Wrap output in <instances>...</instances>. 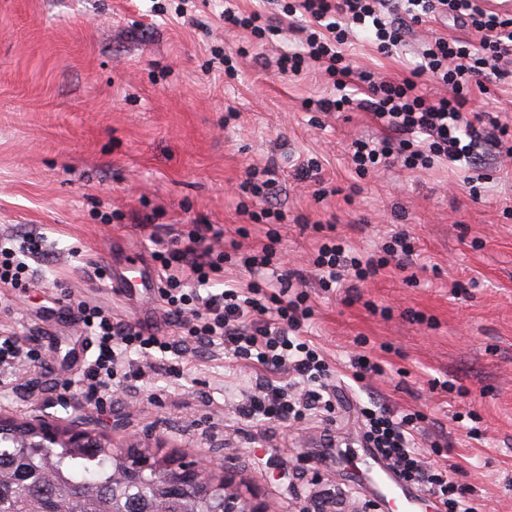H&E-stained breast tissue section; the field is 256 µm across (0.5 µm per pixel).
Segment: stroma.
Segmentation results:
<instances>
[{
    "mask_svg": "<svg viewBox=\"0 0 512 512\" xmlns=\"http://www.w3.org/2000/svg\"><path fill=\"white\" fill-rule=\"evenodd\" d=\"M172 2L0 0V236L40 232L48 247L30 263L26 292L0 293V326L41 353L0 368V413L80 420L122 450L175 465L234 453L238 489L266 512H302L336 486L347 491L342 512H360L354 467L323 435L356 443L358 407L374 400L424 415L426 459L447 438L449 475L471 490L478 512H512V160L489 157L473 191L460 162L358 176L350 144L380 130L355 108L309 110L308 101L333 93L316 69L272 67L300 49L275 0H236L242 12L279 18L278 36L263 47L225 28L224 0H194L193 26L162 16ZM438 33L460 30L422 23L389 56L359 32L342 50L354 65L400 78ZM242 47L247 56L226 75L219 52ZM486 86L468 110L512 124V77ZM310 151L324 160L327 196L316 195L317 180L296 175ZM269 162L286 187L277 201L289 221L277 227L276 268L260 276L303 278L314 306L306 337L336 379L333 423L315 414L292 425L239 418L259 377L216 346L154 358L138 388L115 385L90 402L81 378L94 346L76 303L168 333L155 240L170 242L205 219L246 228L243 248L267 243V225L247 222L238 206L244 168ZM316 220L359 252H379L408 230L413 262L351 292L323 291L312 265ZM361 355L383 375L353 382ZM171 364L182 374H170ZM474 426L476 440L466 435Z\"/></svg>",
    "mask_w": 512,
    "mask_h": 512,
    "instance_id": "1",
    "label": "stroma"
}]
</instances>
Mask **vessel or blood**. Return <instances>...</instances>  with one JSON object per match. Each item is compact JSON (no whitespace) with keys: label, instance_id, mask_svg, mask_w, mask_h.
Returning <instances> with one entry per match:
<instances>
[{"label":"vessel or blood","instance_id":"1","mask_svg":"<svg viewBox=\"0 0 512 512\" xmlns=\"http://www.w3.org/2000/svg\"><path fill=\"white\" fill-rule=\"evenodd\" d=\"M355 455L365 484L390 512H418L426 500L423 491L401 482L372 449L357 448Z\"/></svg>","mask_w":512,"mask_h":512}]
</instances>
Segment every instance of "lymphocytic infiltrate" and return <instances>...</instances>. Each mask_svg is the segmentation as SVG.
Returning <instances> with one entry per match:
<instances>
[{
	"mask_svg": "<svg viewBox=\"0 0 512 512\" xmlns=\"http://www.w3.org/2000/svg\"><path fill=\"white\" fill-rule=\"evenodd\" d=\"M288 16L302 15L303 50L277 59L281 73H295L302 65L317 67L331 81L334 94L315 100L320 112L356 106L368 112L384 135L377 140L352 143L351 161L357 172H368L381 163L399 161L402 166L428 169L436 161L475 165L489 152L512 156V126L468 111L471 91H485L488 76L504 78V59L512 57V13L488 8L487 0H292ZM452 19L477 36V44L456 37L435 36L425 41L409 76L394 81L374 71L350 65L341 47L349 25L369 31L381 54L405 43L414 27L429 19ZM444 89L428 98L424 81ZM253 223L269 225L268 244L239 256L238 242L227 250L214 251L224 229L198 222L182 240L158 252L159 298L169 326L179 336L201 347L222 343L233 358L246 361L262 378L257 392L238 407L241 418L261 421H296L307 412L333 413L336 387L329 384V366L317 349L299 334L312 315L309 296L294 287L292 273L282 274L278 286L263 281L236 283L219 293H202V286L223 279L225 265L241 263L252 269L275 266V227L286 213L278 207L250 212ZM42 237L30 236L12 248L0 243V288L22 290L31 282L27 257L42 251ZM409 235L398 233L385 246L383 256L351 250L341 240L324 238L313 261L323 287L344 284L348 278L362 281L378 276L389 266L404 268L414 254ZM197 290H188L189 282ZM85 329L94 336L97 354L84 372L90 399L110 389L112 383L135 387L142 369H129L118 359L120 351L144 355L174 351L169 337L112 317L99 306L79 304ZM363 446L375 449L409 485L423 488L443 512H472L459 487L449 479L444 465L426 462L416 448L423 416L398 414L389 406L360 410Z\"/></svg>",
	"mask_w": 512,
	"mask_h": 512,
	"instance_id": "obj_1",
	"label": "lymphocytic infiltrate"
}]
</instances>
